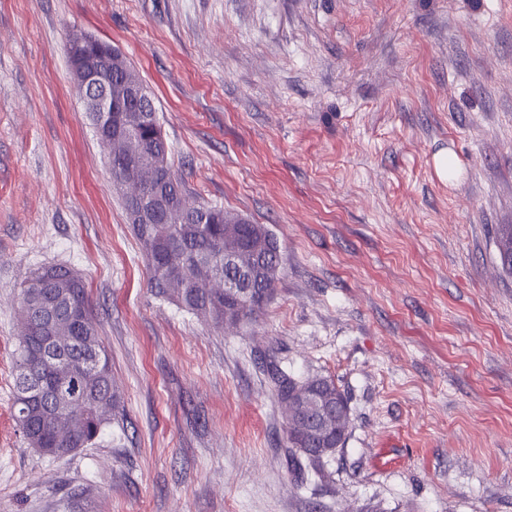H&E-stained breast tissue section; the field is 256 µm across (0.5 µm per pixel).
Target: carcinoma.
<instances>
[{
	"label": "carcinoma",
	"mask_w": 512,
	"mask_h": 512,
	"mask_svg": "<svg viewBox=\"0 0 512 512\" xmlns=\"http://www.w3.org/2000/svg\"><path fill=\"white\" fill-rule=\"evenodd\" d=\"M121 68L112 71V102L122 105L121 84L126 79H140L127 56ZM136 142L112 137L105 132L106 149L112 154L110 175L113 188L127 180V160L136 154L145 164L170 165L169 145L161 124L143 118L141 112L125 113ZM169 194L183 196L185 203L167 211L152 213L146 222L132 225L133 233L146 257L148 284L155 295L167 298L191 313L224 326V305L238 308L235 320H252L273 297L280 279V247L277 238L263 224H252L246 218L231 214L222 207L208 205L191 196L182 181L170 187ZM503 268L512 273V224L499 227L497 240ZM238 252L239 265L224 264V250ZM226 277L237 281L243 294L227 303L224 294L211 287L212 278ZM72 296L93 316L87 287L82 276L64 265L44 266L33 271L23 282L20 302L23 305L25 329L18 330V349L14 379L15 418L28 447L43 456L57 457L95 444L104 429L112 423L120 408V395L112 384L110 356L101 330H76L69 323L67 310L56 304L59 296ZM51 325L53 335L68 336L70 341L54 351L46 362L29 359V351L37 343L33 329ZM103 354L100 370L92 375L80 373V366L93 364L97 353ZM72 374L68 386L75 394L73 411L57 408L51 395L62 380ZM270 375L280 400L284 401L305 387L318 410H334L340 402L349 408L348 400L336 384L328 379L312 377L298 381L277 365H270ZM41 386L42 396L34 404L20 398L28 381ZM342 433L336 427L321 425L287 431V448L299 469L317 475L323 459L302 452L304 448H333Z\"/></svg>",
	"instance_id": "1"
}]
</instances>
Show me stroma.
<instances>
[{
    "instance_id": "stroma-1",
    "label": "stroma",
    "mask_w": 512,
    "mask_h": 512,
    "mask_svg": "<svg viewBox=\"0 0 512 512\" xmlns=\"http://www.w3.org/2000/svg\"><path fill=\"white\" fill-rule=\"evenodd\" d=\"M74 31L134 64L192 194L275 234L252 321L148 288ZM502 224L512 0H0V512H512ZM55 264L85 278L123 408L61 458L13 406L20 285ZM272 363L348 399L320 475L291 469Z\"/></svg>"
}]
</instances>
